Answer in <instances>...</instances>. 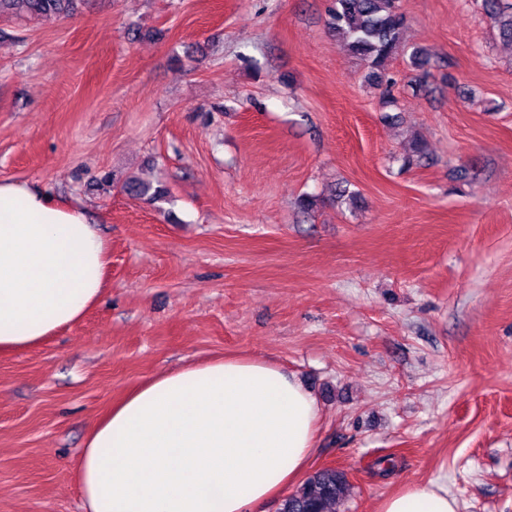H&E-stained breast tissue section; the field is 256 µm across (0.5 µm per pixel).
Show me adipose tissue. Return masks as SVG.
I'll return each mask as SVG.
<instances>
[{
  "instance_id": "adipose-tissue-1",
  "label": "adipose tissue",
  "mask_w": 512,
  "mask_h": 512,
  "mask_svg": "<svg viewBox=\"0 0 512 512\" xmlns=\"http://www.w3.org/2000/svg\"><path fill=\"white\" fill-rule=\"evenodd\" d=\"M109 247L86 211L0 180V354L81 320L103 292ZM320 405L298 378L246 356L153 376L100 419L78 461L86 512H265L306 470ZM380 512H459L419 484Z\"/></svg>"
}]
</instances>
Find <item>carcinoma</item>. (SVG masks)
<instances>
[{
    "mask_svg": "<svg viewBox=\"0 0 512 512\" xmlns=\"http://www.w3.org/2000/svg\"><path fill=\"white\" fill-rule=\"evenodd\" d=\"M79 0H0V16L5 14L39 16H70ZM488 12L497 16L499 36L512 45V4L502 0H485ZM330 28L342 38V47L365 61L370 69L369 79L387 88L394 84L389 62L407 52L405 32L407 18L398 0H332L329 9ZM414 81L424 82L432 75L428 53L415 48L410 51ZM129 196H150L163 199L167 191L150 182L132 179L120 185ZM352 485L344 471L322 467L310 475L293 493L284 498L278 512H335L336 504L351 493Z\"/></svg>",
    "mask_w": 512,
    "mask_h": 512,
    "instance_id": "1",
    "label": "carcinoma"
}]
</instances>
